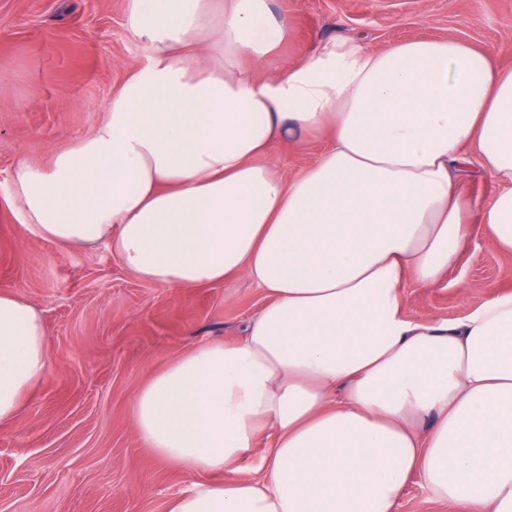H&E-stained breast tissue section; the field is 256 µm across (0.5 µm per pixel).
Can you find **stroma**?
I'll use <instances>...</instances> for the list:
<instances>
[{
    "instance_id": "obj_1",
    "label": "stroma",
    "mask_w": 512,
    "mask_h": 512,
    "mask_svg": "<svg viewBox=\"0 0 512 512\" xmlns=\"http://www.w3.org/2000/svg\"><path fill=\"white\" fill-rule=\"evenodd\" d=\"M125 8L126 0H0V290L25 297L49 327L46 372L16 420L0 425V512H167L193 478L144 446L132 395L200 342L242 336L264 302L242 279L194 292L135 279L106 244L41 242L8 207L13 169L47 165L90 134L141 61ZM271 8L292 23L281 63L349 36L374 48L453 36L512 65V0H271ZM327 145L287 140L273 155L292 176ZM448 279L405 288L409 315L454 320L512 288V254L475 232Z\"/></svg>"
}]
</instances>
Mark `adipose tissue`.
<instances>
[{"instance_id":"adipose-tissue-1","label":"adipose tissue","mask_w":512,"mask_h":512,"mask_svg":"<svg viewBox=\"0 0 512 512\" xmlns=\"http://www.w3.org/2000/svg\"><path fill=\"white\" fill-rule=\"evenodd\" d=\"M147 53L106 119L10 205L40 241H106L132 277L190 291L238 278L266 302L133 395L134 427L195 475L168 512H395L420 478L457 512H512V291L410 318L483 225L512 251V66L448 37L324 44L280 71L269 0H126ZM325 133L288 176L274 142ZM489 179V203L471 181ZM48 326L0 293V425L47 366ZM267 448L246 480L237 471Z\"/></svg>"}]
</instances>
